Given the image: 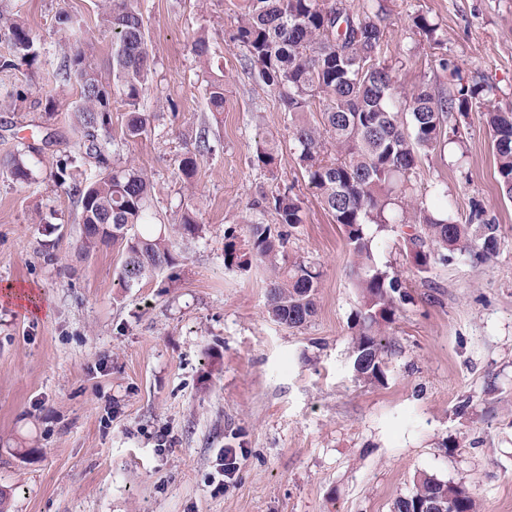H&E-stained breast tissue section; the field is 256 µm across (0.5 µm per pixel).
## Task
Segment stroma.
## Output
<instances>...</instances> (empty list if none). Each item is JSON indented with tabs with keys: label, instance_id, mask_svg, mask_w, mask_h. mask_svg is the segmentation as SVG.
<instances>
[{
	"label": "stroma",
	"instance_id": "obj_1",
	"mask_svg": "<svg viewBox=\"0 0 512 512\" xmlns=\"http://www.w3.org/2000/svg\"><path fill=\"white\" fill-rule=\"evenodd\" d=\"M388 24L380 57L403 93H451L473 77L494 92L454 114L461 144L423 155L416 195L464 220L480 200L499 226L497 256L467 253L417 273L401 231L368 227L379 268L406 298L385 327L382 382L357 378L352 317L361 304L343 229L308 186L276 94L246 66L232 29L244 0H132L153 59L140 103L146 130L125 135L104 0H0L37 37L38 58L0 71V287L34 289L46 313L0 302V490L8 512H393L424 475L466 481L480 512H512V199L503 195L487 113L512 111V0H376ZM76 18L112 91L98 140L111 166L149 178L155 224L192 211L202 237L173 235L179 264L118 285L121 249L81 250L80 189L103 172L76 131L80 87L58 78L57 18ZM438 24L439 42L415 27ZM205 36V62L191 43ZM453 59L458 75L442 70ZM224 81V110L208 85ZM209 147L198 150L200 135ZM279 146L276 174L255 146ZM196 157L184 177L179 163ZM30 176L12 177L11 156ZM66 180H58L59 164ZM291 188L303 222L290 258L321 272L316 312L291 328L267 315L263 263L224 267V232L270 222L260 194ZM238 449L235 482L216 492L217 459Z\"/></svg>",
	"mask_w": 512,
	"mask_h": 512
}]
</instances>
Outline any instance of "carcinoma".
Instances as JSON below:
<instances>
[{
    "instance_id": "cac0c4a2",
    "label": "carcinoma",
    "mask_w": 512,
    "mask_h": 512,
    "mask_svg": "<svg viewBox=\"0 0 512 512\" xmlns=\"http://www.w3.org/2000/svg\"><path fill=\"white\" fill-rule=\"evenodd\" d=\"M103 21L112 28L113 72L129 106L125 135L136 139L145 132L146 118L139 106L152 69L144 20L131 0H112ZM384 21L383 10L373 0H362L355 9L328 0H246L232 34L245 48L250 70L277 94L288 113L308 185L334 223L344 228L356 258L362 301L354 318L353 369L370 382H379L385 375L389 345L381 329L395 320L403 283L373 263L367 227L383 231L396 224L422 225L420 232L407 238L414 267L421 274L457 251L485 263L497 255L499 244V225L476 199L463 222L430 212L424 202L412 210L407 203L414 193L413 175L421 155L453 142L456 129L447 125L449 116L472 110L492 94L493 87L473 79L452 94L435 93L426 86L411 88L404 97L412 131L405 132L391 111L389 67L377 60L386 37ZM58 23L66 28L69 41L60 74L76 79L80 86L77 112L82 138L88 142L86 150L100 158L97 132L111 121L109 91L98 79L92 43L78 31L80 24L64 13ZM0 41L11 49L0 58V71L38 57L33 32L4 17L1 10ZM208 101L211 111H224L223 80L210 83ZM315 101L322 104L319 126L308 119ZM488 124L498 180L511 195L512 112H490ZM254 160L275 173L273 147L256 145ZM149 194L148 179L134 167L112 169L81 194L83 250L88 253L108 241L122 246L119 281L125 288L179 264L166 231L148 227ZM253 206L271 213L274 222H249L243 239L227 232L224 266L245 271L254 260L267 264L269 315L280 324L301 327L315 314L320 272L309 261L289 260L286 250L291 230L302 223L300 201L285 188L261 196ZM174 232L193 239L203 233V225L186 212ZM440 494L448 495V512H478L463 482L432 476L421 478L409 496L398 500L395 512H411L416 502Z\"/></svg>"
}]
</instances>
